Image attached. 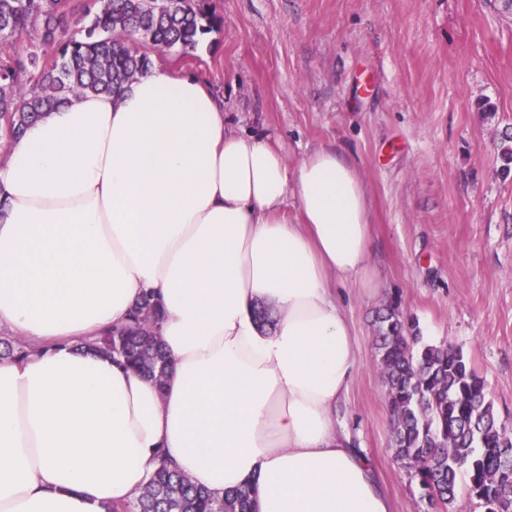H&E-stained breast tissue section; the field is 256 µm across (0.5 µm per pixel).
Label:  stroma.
<instances>
[{"instance_id":"1","label":"stroma","mask_w":512,"mask_h":512,"mask_svg":"<svg viewBox=\"0 0 512 512\" xmlns=\"http://www.w3.org/2000/svg\"><path fill=\"white\" fill-rule=\"evenodd\" d=\"M223 18L188 55L151 58L206 80L233 129L289 161L342 148L371 200L379 288L340 285L358 362L336 423L371 459L392 512H484L459 478L422 500L391 449L373 321L398 303L426 340L460 347L512 429V15L489 0H211Z\"/></svg>"}]
</instances>
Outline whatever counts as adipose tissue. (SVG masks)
Instances as JSON below:
<instances>
[{"instance_id": "ef3b65f1", "label": "adipose tissue", "mask_w": 512, "mask_h": 512, "mask_svg": "<svg viewBox=\"0 0 512 512\" xmlns=\"http://www.w3.org/2000/svg\"><path fill=\"white\" fill-rule=\"evenodd\" d=\"M332 278L378 287L341 150L288 163L158 61L120 95L69 96L0 153V329L34 349L0 359V512H109L163 454L215 496L250 485L259 512H391L336 426L357 346ZM147 293L161 387L78 346Z\"/></svg>"}]
</instances>
